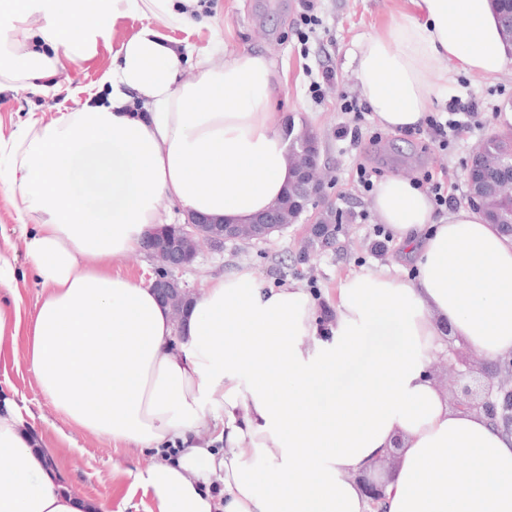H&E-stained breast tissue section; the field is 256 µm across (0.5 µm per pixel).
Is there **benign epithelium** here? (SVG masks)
<instances>
[{"label":"benign epithelium","mask_w":512,"mask_h":512,"mask_svg":"<svg viewBox=\"0 0 512 512\" xmlns=\"http://www.w3.org/2000/svg\"><path fill=\"white\" fill-rule=\"evenodd\" d=\"M296 159L300 171V181L306 187L308 194L320 197L323 189L319 187L320 179L317 177L318 160L316 153ZM210 223L204 217H193L185 224L168 226L165 242L154 246H144V249L153 256L158 266L155 277L150 284L158 297L169 303L178 299V294L185 290V286L175 277L174 272L191 265L198 254L194 245H208L219 250L224 247L221 238L199 240L194 237L201 235V226ZM284 223L283 214L279 211H270L255 220L253 235L257 239L269 237ZM496 372L487 376V381L481 390L475 391L464 382L465 374L448 369L447 391L452 395L451 403L462 410L476 412L491 423L501 419L504 428L512 427V354L495 360ZM362 495L368 502L370 509L375 510L380 504L386 502L385 484L364 480L361 483Z\"/></svg>","instance_id":"benign-epithelium-1"}]
</instances>
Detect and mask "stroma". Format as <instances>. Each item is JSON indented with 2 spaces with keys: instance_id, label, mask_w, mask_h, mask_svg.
<instances>
[{
  "instance_id": "stroma-1",
  "label": "stroma",
  "mask_w": 512,
  "mask_h": 512,
  "mask_svg": "<svg viewBox=\"0 0 512 512\" xmlns=\"http://www.w3.org/2000/svg\"><path fill=\"white\" fill-rule=\"evenodd\" d=\"M210 27L195 32L171 31L175 40H189L204 47L222 40L228 54L263 53L273 57L283 76L280 109L296 128L316 134L320 164L329 178L325 189L342 220L329 243H310L311 224L300 222L265 240L228 241L223 250L202 248L192 265L178 271V279L190 295H199L212 279L252 273L266 288L296 284L306 289L316 303L322 324H329L338 288L348 276L386 269L401 280L412 279L416 270L403 258L394 240L377 247L374 227L381 218L374 208L373 193L356 181L357 166L372 171L374 184L399 176L421 182L424 172L444 176L453 185L455 207L469 204L466 165L478 139L494 132L496 117L512 112V60L494 77L462 73L449 84L447 92L435 99L433 109L446 111L451 100L473 106L481 126L450 142L447 150L424 147L423 137H408L386 131L380 141H370L371 132L380 131L373 113H366L364 140L350 144L339 135L350 122L341 112L345 99H361L352 60L356 44L363 38L383 35L400 12L409 10L408 0H315L318 25H304L303 0H207ZM141 22L135 17L117 20L109 44L99 45L96 55L58 83L97 84L112 65V54L133 35ZM330 72L331 82L321 95L310 84L322 72ZM65 91L48 90L35 94L25 89L0 93V136L9 137L20 121L28 117L49 118L54 112L72 108ZM0 249L8 251L16 270L15 286L25 307H33L41 293L33 264L27 256L23 232L16 220L9 191L0 186ZM397 341L393 326L364 327L362 352L337 379L344 388L369 361L378 346ZM0 388L15 389L18 401L30 409L32 425L41 445L50 453L65 487L73 493L103 502L105 512H150L154 503L135 487L132 470L145 466L152 451H140L113 444L107 438L67 424L55 413L41 393L24 356L0 365Z\"/></svg>"
}]
</instances>
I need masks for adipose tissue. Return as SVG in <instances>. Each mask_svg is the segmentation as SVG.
Wrapping results in <instances>:
<instances>
[{"label": "adipose tissue", "mask_w": 512, "mask_h": 512, "mask_svg": "<svg viewBox=\"0 0 512 512\" xmlns=\"http://www.w3.org/2000/svg\"><path fill=\"white\" fill-rule=\"evenodd\" d=\"M388 32L354 54L380 126H418L455 74L506 63L490 0H411ZM199 0H0V92L92 59L116 20L145 22L80 108L31 119L0 137L11 192L42 294L0 303V360L24 354L68 424L156 461L137 469L155 512H368L354 474L401 438L389 512H512V441L455 408L425 360L451 332L478 356L512 354V236L481 212L433 219L424 189L383 182L375 207L415 259L413 280L384 270L349 278L322 330L297 286L263 288L248 273L209 282L181 320L152 288L104 258L139 252L165 217L246 224L277 202L294 171L276 110V62L169 37L207 26ZM192 79L180 80L184 64ZM389 323L357 379L336 378L361 351V329ZM249 379L241 387L238 375ZM30 410L0 391V512H97L59 484Z\"/></svg>", "instance_id": "obj_1"}]
</instances>
